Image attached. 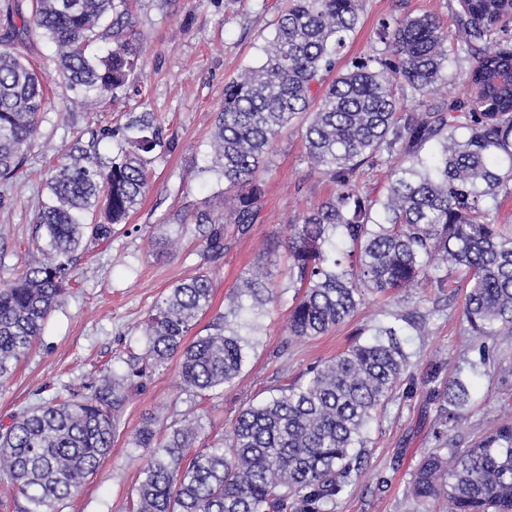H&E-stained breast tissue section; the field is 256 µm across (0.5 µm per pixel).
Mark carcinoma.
I'll return each instance as SVG.
<instances>
[{
  "label": "carcinoma",
  "instance_id": "cac0c4a2",
  "mask_svg": "<svg viewBox=\"0 0 512 512\" xmlns=\"http://www.w3.org/2000/svg\"><path fill=\"white\" fill-rule=\"evenodd\" d=\"M130 2L29 0L27 16L14 6L20 23L8 21L0 35L1 180L25 164L47 92V79L10 46L40 31L55 46L58 77L74 94L70 104L92 109L140 67ZM360 10L361 0H290L262 62L224 85L210 142L215 160L204 168L227 184L224 211L199 208L179 223L197 226L207 260L224 257L229 239L259 220L269 155L279 133L299 119L307 160L336 191L289 225L288 335L322 336L353 318L366 296L410 288L443 268L446 275L433 277L439 284L454 271L468 279L463 315L471 335L511 330L512 231L494 213L499 195L512 193V45L508 31L496 28L512 13V0L459 4L452 31L429 14L383 18L376 36L391 57L339 69ZM103 40L110 48L94 52ZM450 41L468 68L449 69ZM458 81L470 88L468 98L428 99L437 84ZM398 84L423 109L402 111ZM114 138L117 153L101 154L98 145ZM431 142L441 150L422 155ZM173 145L149 113L76 132L38 209L44 260L0 286L1 380L42 335L76 252L128 222L147 192V165ZM385 153L400 164L386 195L374 199L360 189V172ZM211 292L206 272L175 284L144 321L143 364L103 376L88 393L69 390L25 409L0 427V474L25 500L21 512H55L94 474L112 448L125 387L147 366L177 358L184 385L200 395L238 378L254 347L255 309L278 297V285L256 267L236 285L227 311L188 342ZM390 317L372 341L248 406L224 440L197 445L198 427L187 418L163 438L144 425L136 446L150 452L135 512H325L361 470L368 426L409 373L399 332L412 322L406 313ZM433 400L444 430L412 474L414 512H429L433 502L446 503L445 512H512V418L495 420L471 447L450 449L448 431L469 404L468 385L450 380L433 389Z\"/></svg>",
  "mask_w": 512,
  "mask_h": 512
}]
</instances>
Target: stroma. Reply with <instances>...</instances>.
Returning <instances> with one entry per match:
<instances>
[{
	"instance_id": "stroma-1",
	"label": "stroma",
	"mask_w": 512,
	"mask_h": 512,
	"mask_svg": "<svg viewBox=\"0 0 512 512\" xmlns=\"http://www.w3.org/2000/svg\"><path fill=\"white\" fill-rule=\"evenodd\" d=\"M287 5L288 0H138L134 31L142 65L125 89L89 116L71 110L60 89L50 91L27 163L13 182H0V285L43 259L36 213L46 198L50 169L76 130L122 124L147 111L161 121L175 147L150 164L149 191L127 224L78 253L61 305L10 378L0 383V424L64 389L98 384L110 371L125 374L129 363L144 355L141 324L156 301L198 272L212 277L210 314L227 309L236 282L255 265H264L273 282H287L288 226L332 192L311 170L299 131L277 138L260 218L217 263L204 261L194 225L175 221L176 215L205 205L223 210L218 187L204 172L211 124L224 105L225 83L259 63ZM456 7L457 0H363L360 28L343 49L342 61L384 54L375 35L379 19L430 14L448 25ZM465 294L459 274L442 288L426 280L406 293L369 298L351 321L309 338L286 335L293 295L279 296L266 306L261 340L249 351L239 378L209 397L184 386L177 359L148 368L141 387L128 394L110 453L57 512H132L148 454L136 447L135 438L146 421L161 434L187 415L198 418L201 442L223 439L243 409L304 381L314 364L370 339L374 321L384 313L414 308L425 316L428 333L417 335L408 326L402 332L414 373L412 392L379 410L364 469L330 510L411 512L412 473L438 444L440 424L431 397L436 382L459 376L469 385L468 409L448 433L458 447L482 435L494 416L512 412V332L468 335Z\"/></svg>"
}]
</instances>
